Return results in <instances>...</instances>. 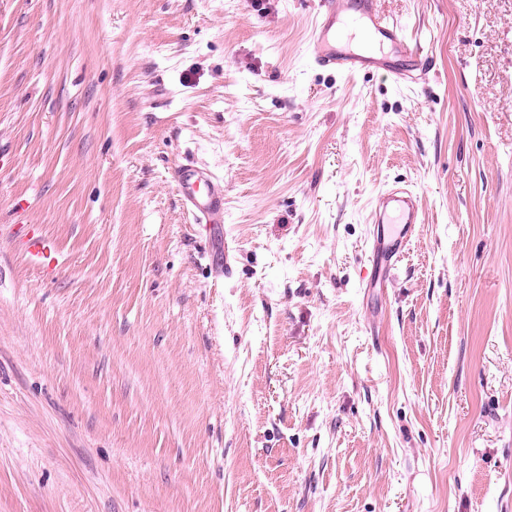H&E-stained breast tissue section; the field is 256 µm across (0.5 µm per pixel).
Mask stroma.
<instances>
[{"label": "stroma", "mask_w": 512, "mask_h": 512, "mask_svg": "<svg viewBox=\"0 0 512 512\" xmlns=\"http://www.w3.org/2000/svg\"><path fill=\"white\" fill-rule=\"evenodd\" d=\"M378 10L416 82L316 69L318 0H0V512H512V0ZM172 177L197 224H206L211 230L224 223V186L212 173L187 160L174 166ZM371 261L377 280L388 283L390 270L410 243L420 224V204L411 190L393 186L376 198ZM386 224L387 228L384 227ZM22 249L28 262L40 268L53 269L57 259L49 241L40 233L27 230L22 237Z\"/></svg>", "instance_id": "stroma-1"}]
</instances>
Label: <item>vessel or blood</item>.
Wrapping results in <instances>:
<instances>
[{
    "label": "vessel or blood",
    "instance_id": "vessel-or-blood-1",
    "mask_svg": "<svg viewBox=\"0 0 512 512\" xmlns=\"http://www.w3.org/2000/svg\"><path fill=\"white\" fill-rule=\"evenodd\" d=\"M378 2L352 0L340 8L336 0H319L309 46L316 67L341 74L374 68L397 83L414 81L415 71L423 67L420 49L406 40L397 25L381 18ZM172 177L196 223L210 228L223 223L224 188L212 173L186 161L174 166ZM374 222L370 257L375 274L385 283L420 222L417 195L401 186L382 191L375 201ZM22 249L33 266L57 265L49 241L38 232H24Z\"/></svg>",
    "mask_w": 512,
    "mask_h": 512
}]
</instances>
